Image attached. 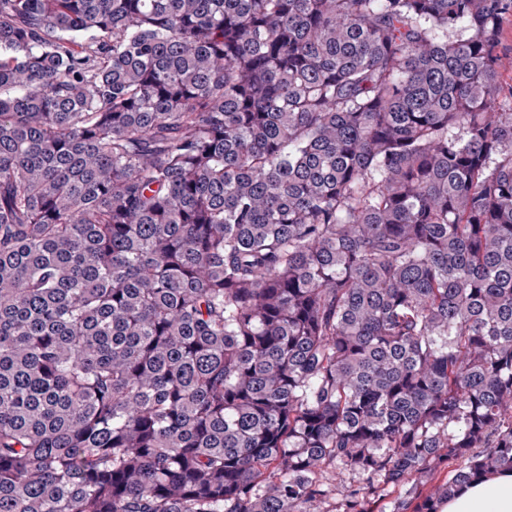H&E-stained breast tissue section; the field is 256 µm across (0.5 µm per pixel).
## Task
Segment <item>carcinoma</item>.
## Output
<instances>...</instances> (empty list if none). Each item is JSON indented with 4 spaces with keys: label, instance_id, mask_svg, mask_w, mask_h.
I'll use <instances>...</instances> for the list:
<instances>
[{
    "label": "carcinoma",
    "instance_id": "cac0c4a2",
    "mask_svg": "<svg viewBox=\"0 0 512 512\" xmlns=\"http://www.w3.org/2000/svg\"><path fill=\"white\" fill-rule=\"evenodd\" d=\"M509 13L0 0V512L512 468ZM502 66L501 80L504 98L512 101V15L507 16L501 25Z\"/></svg>",
    "mask_w": 512,
    "mask_h": 512
}]
</instances>
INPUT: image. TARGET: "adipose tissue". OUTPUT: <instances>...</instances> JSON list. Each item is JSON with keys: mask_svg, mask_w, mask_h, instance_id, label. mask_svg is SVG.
Returning a JSON list of instances; mask_svg holds the SVG:
<instances>
[{"mask_svg": "<svg viewBox=\"0 0 512 512\" xmlns=\"http://www.w3.org/2000/svg\"><path fill=\"white\" fill-rule=\"evenodd\" d=\"M439 512H512V469L480 477L445 501Z\"/></svg>", "mask_w": 512, "mask_h": 512, "instance_id": "adipose-tissue-1", "label": "adipose tissue"}]
</instances>
